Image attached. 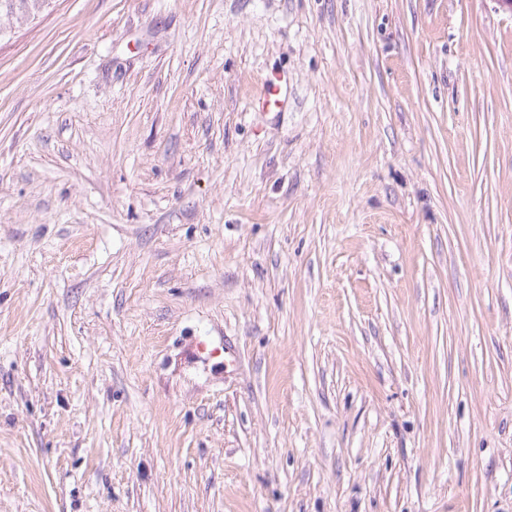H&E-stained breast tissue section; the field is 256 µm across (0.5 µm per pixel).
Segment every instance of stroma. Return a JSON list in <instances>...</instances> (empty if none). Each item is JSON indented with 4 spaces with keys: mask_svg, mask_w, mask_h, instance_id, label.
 <instances>
[{
    "mask_svg": "<svg viewBox=\"0 0 512 512\" xmlns=\"http://www.w3.org/2000/svg\"><path fill=\"white\" fill-rule=\"evenodd\" d=\"M0 512H512V14L55 0L1 39Z\"/></svg>",
    "mask_w": 512,
    "mask_h": 512,
    "instance_id": "35a3bbf8",
    "label": "stroma"
}]
</instances>
